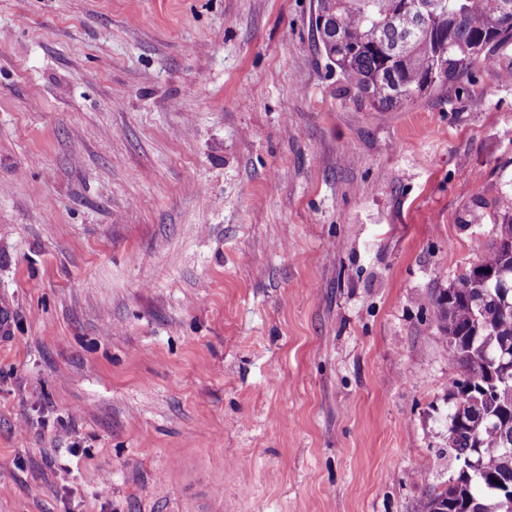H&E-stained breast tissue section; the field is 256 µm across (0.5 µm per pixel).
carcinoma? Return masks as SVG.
<instances>
[{"label":"carcinoma","instance_id":"obj_1","mask_svg":"<svg viewBox=\"0 0 512 512\" xmlns=\"http://www.w3.org/2000/svg\"><path fill=\"white\" fill-rule=\"evenodd\" d=\"M502 0H440L421 16L405 0H317L323 55L355 90L360 105L389 112L447 86L486 48L512 44ZM331 22L321 26V19ZM504 272L503 283L471 279L475 269ZM436 298L437 330L456 365L448 399V447L457 465L424 491L415 512H512V217L477 262Z\"/></svg>","mask_w":512,"mask_h":512}]
</instances>
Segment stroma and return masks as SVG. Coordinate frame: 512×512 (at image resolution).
I'll return each instance as SVG.
<instances>
[{"label": "stroma", "mask_w": 512, "mask_h": 512, "mask_svg": "<svg viewBox=\"0 0 512 512\" xmlns=\"http://www.w3.org/2000/svg\"><path fill=\"white\" fill-rule=\"evenodd\" d=\"M315 13L0 0V512H414L447 480L435 298L512 198V46L375 112Z\"/></svg>", "instance_id": "obj_1"}]
</instances>
